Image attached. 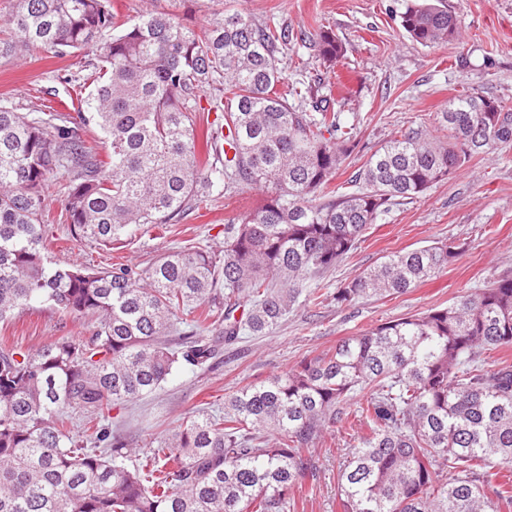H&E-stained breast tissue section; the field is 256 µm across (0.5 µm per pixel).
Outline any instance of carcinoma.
Instances as JSON below:
<instances>
[{
  "label": "carcinoma",
  "mask_w": 512,
  "mask_h": 512,
  "mask_svg": "<svg viewBox=\"0 0 512 512\" xmlns=\"http://www.w3.org/2000/svg\"><path fill=\"white\" fill-rule=\"evenodd\" d=\"M406 35L433 47L459 20L402 0ZM318 51L344 55L323 27ZM289 30L226 13L197 29L162 12L121 22L112 0H19L0 29V57L95 50L94 84L72 113L20 112L0 100V321L34 302L88 317L90 336L36 351L0 346V512H288L306 450L354 394L368 433L340 467L343 512H500L512 505V369L482 353L512 347V278L444 308L377 325L336 348L200 409L129 465L109 428L112 407L158 389L179 368L216 363L220 345L271 333L301 294L318 305L404 294L461 247L397 252L328 295L305 280L343 261L400 200L424 195L485 147L512 141V106L476 91L436 114L443 138L409 130L377 149L336 194L330 181L357 127L304 80L284 83ZM211 96L202 99L203 89ZM207 106H202V103ZM211 123L200 154L196 122ZM94 123L109 147L102 159ZM60 192L73 241L125 243L146 225L177 224L212 193L261 191L224 225V250L187 244L148 271L48 261L45 182ZM224 325L222 338L204 335ZM82 435H70L72 413ZM454 472V478L444 473Z\"/></svg>",
  "instance_id": "1"
}]
</instances>
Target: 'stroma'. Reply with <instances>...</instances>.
Returning <instances> with one entry per match:
<instances>
[{"label":"stroma","mask_w":512,"mask_h":512,"mask_svg":"<svg viewBox=\"0 0 512 512\" xmlns=\"http://www.w3.org/2000/svg\"><path fill=\"white\" fill-rule=\"evenodd\" d=\"M112 2L126 20L152 10L183 24L202 25L226 10L248 13L258 22L272 17L287 27L294 38L279 55L283 77L320 81L322 95L339 101L343 119L357 127L359 144L331 180L342 191L395 133L424 128L438 136L435 115L459 94L474 89L512 101V0H443L460 21L459 37L435 48L404 34L396 17L400 0ZM323 26L333 28L344 46L343 58L331 69L323 67L315 44ZM92 58L88 50L64 57L40 50L20 59L1 58L0 99L12 100L24 112L70 102L73 91L65 79L86 74ZM66 179L57 172L46 181V204L56 218L49 226L54 238L50 257L60 265L79 262L95 269L123 263L145 270L160 254L187 243L222 249L224 222L253 209L261 198L253 189L219 196L209 209L188 214L181 223L138 232L126 247L111 250L88 243L75 248L68 224L59 220V187ZM436 242L461 246L462 251L445 270L408 293L364 298L349 306L332 300L319 306L296 303L272 333L241 335L212 369H181L155 392L118 405L114 413L124 421L127 446L148 452L193 411L223 408L226 394L289 371L381 323L451 305L496 280L512 278V142L486 149L422 197L391 207L344 261L310 284L332 293L391 253ZM87 335L86 320L43 303L0 322V343L31 351L62 336ZM357 410V402H349L344 419L311 449L313 473L290 492L296 512H342L338 471L353 437L366 430Z\"/></svg>","instance_id":"stroma-1"}]
</instances>
